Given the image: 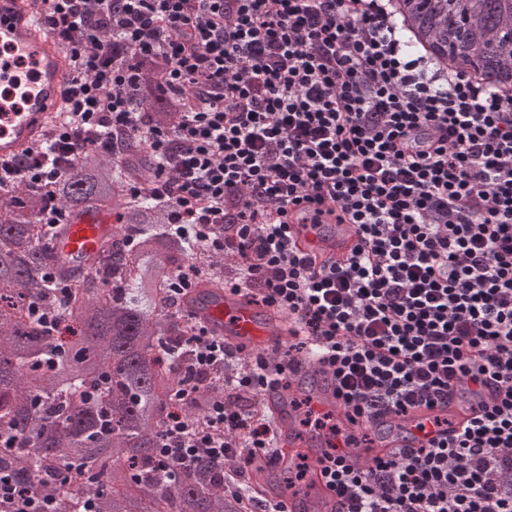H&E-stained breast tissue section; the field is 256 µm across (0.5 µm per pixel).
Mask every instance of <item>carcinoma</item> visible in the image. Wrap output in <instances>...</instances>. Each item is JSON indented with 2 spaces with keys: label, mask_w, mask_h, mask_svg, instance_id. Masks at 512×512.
Returning <instances> with one entry per match:
<instances>
[{
  "label": "carcinoma",
  "mask_w": 512,
  "mask_h": 512,
  "mask_svg": "<svg viewBox=\"0 0 512 512\" xmlns=\"http://www.w3.org/2000/svg\"><path fill=\"white\" fill-rule=\"evenodd\" d=\"M171 101L152 84L135 106L156 118L174 111ZM75 165L55 189L58 201L72 213L110 209L118 224L90 265L55 274L76 285L61 310L65 338L46 334L28 315L33 302L57 306L46 279L54 253L35 241L41 198L22 187L0 193V432L15 436L0 468L53 494L56 512H79L83 501L60 484L62 472L68 484L97 495L98 512H239L205 464L171 485L156 476L154 448L180 381L163 342L188 330L180 321L187 312L170 313L159 289L195 252L168 234L164 205L130 200L129 186L152 178V158L133 138L119 161L87 151ZM222 288L224 277L209 271L198 294ZM311 487L293 483L283 465V497L301 504Z\"/></svg>",
  "instance_id": "cac0c4a2"
}]
</instances>
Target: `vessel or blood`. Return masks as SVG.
I'll list each match as a JSON object with an SVG mask.
<instances>
[{"instance_id": "vessel-or-blood-1", "label": "vessel or blood", "mask_w": 512, "mask_h": 512, "mask_svg": "<svg viewBox=\"0 0 512 512\" xmlns=\"http://www.w3.org/2000/svg\"><path fill=\"white\" fill-rule=\"evenodd\" d=\"M2 40L12 43L15 51L41 68L44 86L27 108L11 113L14 134L7 140L0 138V162L19 159L47 140L56 112L61 111L66 103L71 70L66 50L47 31L42 11L35 0H0ZM115 222L111 213L87 211L71 215L66 224L60 225L54 250L64 260L66 268H83L96 257L103 243L111 236ZM300 239L313 246L318 254L331 258L345 255L353 244L349 237L337 240L320 238L312 227L303 229ZM186 307L213 334L268 350L286 338L292 327L287 317L270 313L229 292L203 305L187 301ZM299 373L303 376L313 375L320 382L315 409L336 411L338 401L334 388L319 363L307 360L301 364ZM426 420L424 413L410 414L403 421L401 429L384 439V447L403 446V438L407 435L419 437L418 426Z\"/></svg>"}]
</instances>
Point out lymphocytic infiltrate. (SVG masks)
<instances>
[{"instance_id":"1","label":"lymphocytic infiltrate","mask_w":512,"mask_h":512,"mask_svg":"<svg viewBox=\"0 0 512 512\" xmlns=\"http://www.w3.org/2000/svg\"><path fill=\"white\" fill-rule=\"evenodd\" d=\"M388 2L42 0L74 62L76 121L0 191L42 194L39 223H63L50 189L73 155L145 139L154 179L131 197L165 204L173 236L223 256L225 290L293 323L258 353L200 324L180 339L190 379L157 442L159 475L207 462L242 512H288L252 485L282 456L262 398L309 358L340 407L306 411L333 441L319 460L333 512H512V97L411 51ZM152 75L193 106L168 122L137 111ZM304 203L348 216L347 256L294 241ZM197 400L199 420L183 412ZM415 411L436 437L373 452L379 426ZM53 505L0 469V512Z\"/></svg>"}]
</instances>
